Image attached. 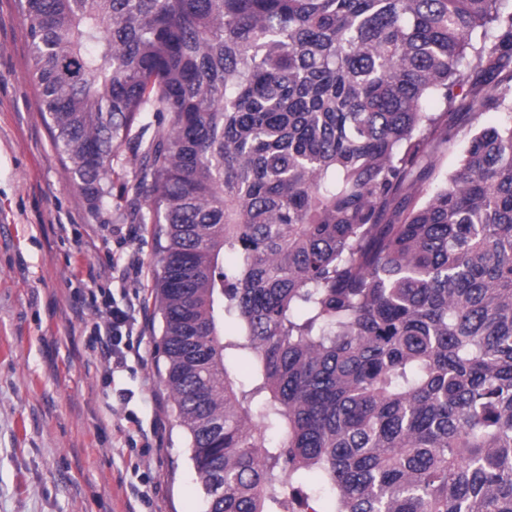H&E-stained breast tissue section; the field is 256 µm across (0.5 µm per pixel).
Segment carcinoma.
Returning <instances> with one entry per match:
<instances>
[{"label": "carcinoma", "mask_w": 512, "mask_h": 512, "mask_svg": "<svg viewBox=\"0 0 512 512\" xmlns=\"http://www.w3.org/2000/svg\"><path fill=\"white\" fill-rule=\"evenodd\" d=\"M15 7L71 182L154 225L205 512H512V0Z\"/></svg>", "instance_id": "carcinoma-1"}]
</instances>
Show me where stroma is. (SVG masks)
Here are the masks:
<instances>
[{
    "mask_svg": "<svg viewBox=\"0 0 512 512\" xmlns=\"http://www.w3.org/2000/svg\"><path fill=\"white\" fill-rule=\"evenodd\" d=\"M27 24L0 0V512H204L205 495L162 381L160 269L148 224L124 244L67 178L27 77ZM131 256L143 308L141 361L117 384L90 340L113 256ZM156 425L151 447L129 443Z\"/></svg>",
    "mask_w": 512,
    "mask_h": 512,
    "instance_id": "stroma-1",
    "label": "stroma"
}]
</instances>
